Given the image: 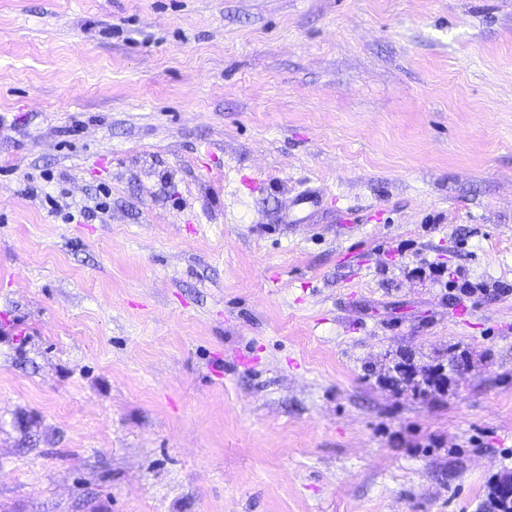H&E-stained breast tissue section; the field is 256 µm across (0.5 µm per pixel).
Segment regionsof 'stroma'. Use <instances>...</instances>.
<instances>
[{
	"instance_id": "obj_1",
	"label": "stroma",
	"mask_w": 512,
	"mask_h": 512,
	"mask_svg": "<svg viewBox=\"0 0 512 512\" xmlns=\"http://www.w3.org/2000/svg\"><path fill=\"white\" fill-rule=\"evenodd\" d=\"M511 476L512 0H0V512Z\"/></svg>"
}]
</instances>
